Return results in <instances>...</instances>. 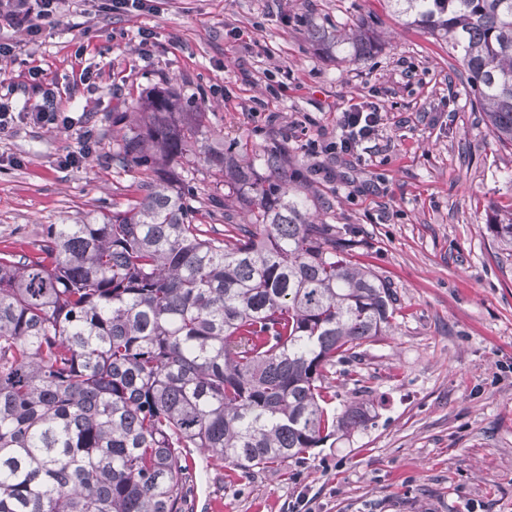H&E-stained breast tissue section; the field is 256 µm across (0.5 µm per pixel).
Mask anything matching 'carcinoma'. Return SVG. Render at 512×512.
<instances>
[{"instance_id":"cac0c4a2","label":"carcinoma","mask_w":512,"mask_h":512,"mask_svg":"<svg viewBox=\"0 0 512 512\" xmlns=\"http://www.w3.org/2000/svg\"><path fill=\"white\" fill-rule=\"evenodd\" d=\"M448 40L497 140L512 146V0H388ZM308 35L356 61L371 28ZM112 158L138 193L112 215L49 224L37 247L0 251V512H192L198 453L244 474L304 458L374 424L362 398L328 409L348 365L392 329L390 286L288 182L209 144L206 112L173 87L112 116ZM224 195L175 166L188 149ZM512 248V212L492 225Z\"/></svg>"}]
</instances>
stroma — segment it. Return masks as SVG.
Wrapping results in <instances>:
<instances>
[{"label":"stroma","mask_w":512,"mask_h":512,"mask_svg":"<svg viewBox=\"0 0 512 512\" xmlns=\"http://www.w3.org/2000/svg\"><path fill=\"white\" fill-rule=\"evenodd\" d=\"M66 22L19 57L82 110L92 160L63 169L77 132L29 122L0 133V251H24L44 225L111 214L136 194L135 171L112 159V113L155 87L205 102L215 136L255 154L278 144L288 178L353 255L394 290L390 335L365 344L359 384L373 426L329 439L285 467L239 476L197 461L193 512H512V250L488 230L512 213V148L501 145L448 44L404 24L387 0H149L132 17L65 0ZM365 24L382 47L355 62L321 53L308 22ZM156 44L139 53V29ZM116 29L125 38L112 39ZM110 45L75 59L79 42ZM100 92L72 81L79 65ZM363 99L386 112L374 153L310 154L334 139Z\"/></svg>","instance_id":"stroma-1"}]
</instances>
